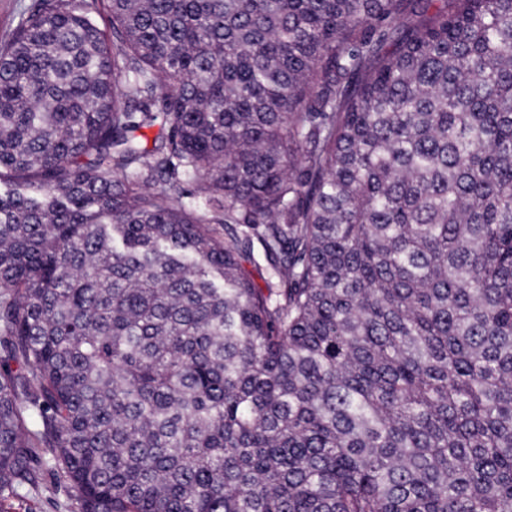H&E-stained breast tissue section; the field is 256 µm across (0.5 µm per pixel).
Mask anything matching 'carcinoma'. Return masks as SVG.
Here are the masks:
<instances>
[{"instance_id":"obj_1","label":"carcinoma","mask_w":512,"mask_h":512,"mask_svg":"<svg viewBox=\"0 0 512 512\" xmlns=\"http://www.w3.org/2000/svg\"><path fill=\"white\" fill-rule=\"evenodd\" d=\"M1 186L0 512H512V0H34ZM69 495L51 475H46L39 491L25 494L13 502L11 512H71Z\"/></svg>"}]
</instances>
